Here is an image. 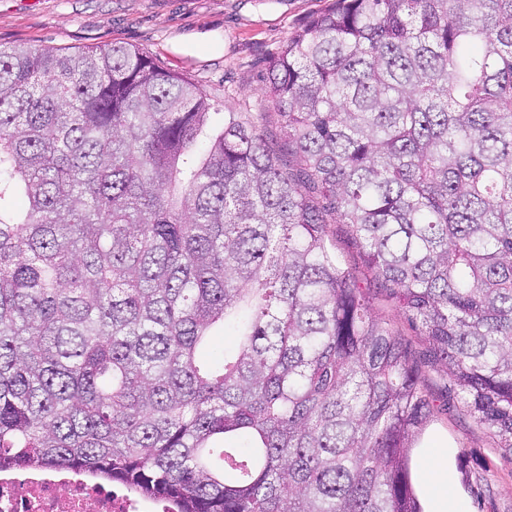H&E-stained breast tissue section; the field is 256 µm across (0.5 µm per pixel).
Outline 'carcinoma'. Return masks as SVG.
Returning <instances> with one entry per match:
<instances>
[{"label": "carcinoma", "mask_w": 512, "mask_h": 512, "mask_svg": "<svg viewBox=\"0 0 512 512\" xmlns=\"http://www.w3.org/2000/svg\"><path fill=\"white\" fill-rule=\"evenodd\" d=\"M263 92L294 172L144 52L0 48V470L424 512L432 404L330 216L512 455V0H335ZM328 231L336 244V251L341 259L356 271L363 284L371 280V272L360 254L358 248L347 234L344 224H337L334 220L329 221Z\"/></svg>", "instance_id": "obj_1"}]
</instances>
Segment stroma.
Segmentation results:
<instances>
[{"mask_svg":"<svg viewBox=\"0 0 512 512\" xmlns=\"http://www.w3.org/2000/svg\"><path fill=\"white\" fill-rule=\"evenodd\" d=\"M333 0H0V46L53 47L75 53L120 42L190 79L222 112H246L276 149L284 147L277 109L263 94L270 61L288 39ZM341 259L368 284L375 315L406 344L434 415L411 451L416 488L432 512L431 449H443L454 489L466 512H512V456L464 412L446 376L428 364L425 336L412 327L371 272L345 225L330 223Z\"/></svg>","mask_w":512,"mask_h":512,"instance_id":"obj_1","label":"stroma"}]
</instances>
